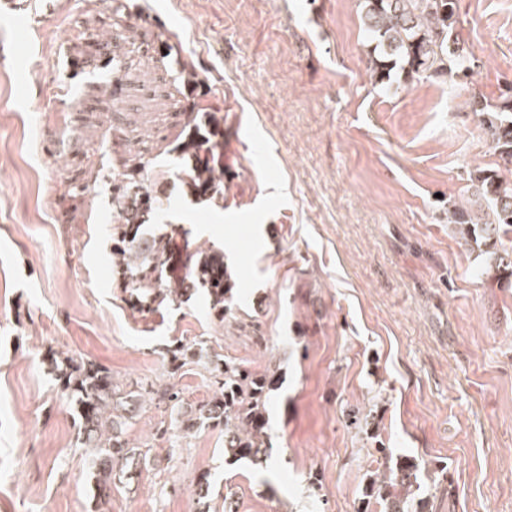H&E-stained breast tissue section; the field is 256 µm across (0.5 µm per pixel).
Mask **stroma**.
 <instances>
[{
  "label": "stroma",
  "instance_id": "stroma-1",
  "mask_svg": "<svg viewBox=\"0 0 512 512\" xmlns=\"http://www.w3.org/2000/svg\"><path fill=\"white\" fill-rule=\"evenodd\" d=\"M54 3L0 15V512H224L228 494L237 512H361L380 447L416 460L429 512H512V288L478 275L448 221L496 161L469 99L512 84V0H459L469 81L385 85L361 0ZM196 102L223 125V205L169 179L150 231L223 250L220 322L199 292L133 311L101 227L102 176L135 143L175 161ZM201 340L207 358L169 374L164 346ZM52 350L123 386L172 383L189 409L215 392L209 355L274 371L267 463L226 462L220 428L157 436L171 410L146 395L125 437L147 460L99 507Z\"/></svg>",
  "mask_w": 512,
  "mask_h": 512
}]
</instances>
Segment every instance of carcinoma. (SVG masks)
Instances as JSON below:
<instances>
[{"mask_svg": "<svg viewBox=\"0 0 512 512\" xmlns=\"http://www.w3.org/2000/svg\"><path fill=\"white\" fill-rule=\"evenodd\" d=\"M458 0H363V26L368 41L374 44L371 71L375 83L383 84L396 76L408 82L428 75L441 76L453 62L454 75L467 80L472 76L471 53L457 33ZM472 111L491 138L502 165L512 173V87L502 101L492 105L480 97L469 102ZM216 117L205 115L194 123L195 133L181 146L190 155H211L218 144L201 131ZM147 163L141 154L135 162L117 173L112 184V210L118 223L112 225V267L122 287L130 292L131 306L140 313H154L163 306H176L183 298L201 291L206 294L211 316L224 322L233 300V288L224 270V253L219 250L195 252L186 256L182 273L170 270L171 239L148 235L145 216L164 209L163 200L153 194L152 185L169 175L165 169L146 175ZM224 172L195 161L182 167L176 177L193 193L206 199H224ZM470 180L478 200L485 205L481 215L466 207L448 212V222L460 226L465 242L479 249V273L499 286L512 285V249L502 240L512 238V179L496 168H477ZM147 248H142L145 236ZM203 352L179 343L166 347L165 359L172 372ZM51 370L67 392L79 417L83 445L92 449L91 468L98 489L112 488L114 468L126 469L146 460V454L124 437L127 422L134 418L135 403L144 387L124 390L112 381V374L93 362L76 364L67 357L54 356ZM275 375L257 374L226 360L217 369L216 391L200 405L186 428H224V459L263 463L267 453V395ZM159 398L181 413L183 400L173 386L164 388ZM419 465L405 458L395 464L384 458L372 472L365 489L366 505H378L380 512H426L428 499L416 494Z\"/></svg>", "mask_w": 512, "mask_h": 512, "instance_id": "1", "label": "carcinoma"}]
</instances>
